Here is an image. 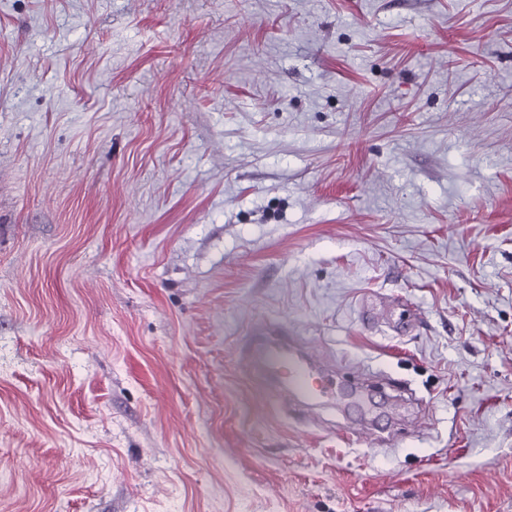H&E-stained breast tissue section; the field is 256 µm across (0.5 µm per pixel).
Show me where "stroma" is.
Segmentation results:
<instances>
[{"instance_id": "obj_1", "label": "stroma", "mask_w": 512, "mask_h": 512, "mask_svg": "<svg viewBox=\"0 0 512 512\" xmlns=\"http://www.w3.org/2000/svg\"><path fill=\"white\" fill-rule=\"evenodd\" d=\"M0 512H512V0H0ZM252 348L272 372L275 378L272 385L285 402L299 398L304 403H312L331 393L326 383L312 379L309 369L294 360L288 337L258 336L252 341Z\"/></svg>"}]
</instances>
